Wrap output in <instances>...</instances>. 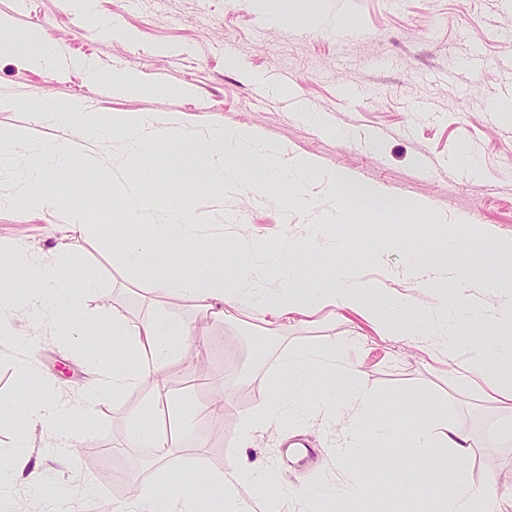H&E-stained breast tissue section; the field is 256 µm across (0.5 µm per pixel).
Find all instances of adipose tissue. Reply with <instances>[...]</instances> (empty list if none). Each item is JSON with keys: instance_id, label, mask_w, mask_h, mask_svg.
Returning <instances> with one entry per match:
<instances>
[{"instance_id": "ef3b65f1", "label": "adipose tissue", "mask_w": 512, "mask_h": 512, "mask_svg": "<svg viewBox=\"0 0 512 512\" xmlns=\"http://www.w3.org/2000/svg\"><path fill=\"white\" fill-rule=\"evenodd\" d=\"M13 54L24 55L32 66L42 69L65 62L58 49L41 40L39 32L16 30L11 17L0 15V55ZM68 118L73 127L82 131L111 127L138 157L151 155L171 133L167 127L147 128L143 119L133 113L108 125L97 113L78 104L69 108ZM202 154L224 158L225 163L209 166L200 174L195 182L199 188L238 183L242 174L240 164L244 161L259 162L264 180L295 186L302 185L317 169L314 158L286 155L282 149L265 144L258 132L246 126L212 127L206 135L190 142L184 156L185 165H194ZM411 207L439 226L449 245L479 237L487 242L493 260L512 263L511 235L499 234L494 227L483 224L449 223L447 215L432 212L422 201L412 202ZM170 208L169 223L157 225L154 234L118 238L110 257L113 267L138 273L160 292L190 298L196 306L219 319L225 317L228 308L240 302L242 282L264 278L273 270L280 278L279 287L253 299L259 311L271 317L273 323L289 322L324 310L332 313L347 310L360 316L382 336H432L439 349L475 345L477 357L467 369L469 383L477 385L488 377H496L497 383L492 387L494 399L512 416V343L484 341L488 321L474 303L476 295L488 291L501 297L494 320L502 329L511 330V276L489 281L478 271L460 272L447 257L418 256L408 272L416 276L418 287L434 292L437 301L428 310L417 312L416 321L411 322L407 319L414 310L410 298L401 297L387 306H378L377 297L384 290L383 283L363 279L350 267L336 266L322 277L309 275L296 256L314 255L327 249V240L320 229L310 228L302 237L282 244L270 266L257 265L250 257L252 251L264 247L258 238L249 239L241 259L228 264L214 240L194 232L195 221L179 199H171ZM181 259L194 261L192 278L186 280L167 274V265ZM8 276L10 300L0 303V323L13 310L24 306L41 307L44 316L52 321L59 314H69L70 327L84 344L87 362L95 371L97 381L69 407L36 388L31 389L24 403L0 406V419L6 417L12 421L18 446L17 453L0 461V483L23 475L28 462L26 437L31 428L39 426L52 431L64 419L88 423L97 397L105 390L118 392L139 385L147 378L158 376L173 355L206 345L207 329L194 321L174 325L149 317L132 323L118 313L108 322L82 317V298L92 288V278L87 275L72 278L60 265L38 256L28 255L20 268L9 270ZM281 368L289 378L288 388L271 390L261 409L241 421L239 447H251L260 429L307 419L313 407L328 408L339 415L348 412L352 418L334 450L337 465L347 464L352 449L369 448L379 452L380 467L389 468L393 465V449L412 448L416 451L419 478L409 482L407 489L410 494L422 496L426 512H506L494 481H487L481 487L470 481L463 465L474 446L469 433L445 422H433L417 412L399 414L385 423L375 421L371 416L372 396L357 367L316 349L288 353ZM320 369L328 377L322 387L317 386L315 379ZM200 416L222 422L223 402L201 403L190 398L166 402V426L137 427L132 443L161 450L181 446L193 421ZM208 482L224 492L217 504L218 512H254L250 503L233 494L241 483L253 486L267 504L265 512H282L283 494L268 468L236 457L222 473L209 476ZM115 512H199V495L194 481L172 478L162 485L138 486L133 503L116 506Z\"/></svg>"}]
</instances>
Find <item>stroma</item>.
<instances>
[{
    "instance_id": "obj_1",
    "label": "stroma",
    "mask_w": 512,
    "mask_h": 512,
    "mask_svg": "<svg viewBox=\"0 0 512 512\" xmlns=\"http://www.w3.org/2000/svg\"><path fill=\"white\" fill-rule=\"evenodd\" d=\"M277 8L278 0H97V13L89 16L72 0H0V14L37 29L43 42L76 61L56 71L19 55L0 56V130L25 127L37 142L74 139L71 125L36 116L39 105L63 109L74 101L108 120L134 112L158 127L174 115L183 121L179 135L142 159L112 134L87 140L97 158L96 181L85 179L78 164L59 162L39 184L57 198L50 211L26 205L17 164L0 165V265L11 266L26 252L60 262L73 277L92 273L96 288L81 308L88 317L118 312L132 321L152 314L187 321L196 315L188 301L157 295L148 282L110 264L112 227L125 201L141 204L140 224L149 231L168 222L171 197L182 195L201 232L222 234L228 260L238 252L243 226L273 249L342 209L347 222L329 228L336 247L306 259L311 273L350 264L383 281L379 303L405 294L422 310L436 298L403 269L416 253L445 245L410 202L512 235V73L499 67L512 60V0H295L297 21L288 27L275 22ZM103 20L129 30L133 40L101 36ZM474 58L484 61L482 70L471 68ZM82 59L134 69L143 85L113 95L107 82L89 83ZM293 99L301 110L289 111ZM237 124L254 127L288 153L315 158L319 171L301 188L273 184L254 193L249 185L260 173L247 165L240 184L184 193L189 174L179 161L187 142L209 127ZM427 156L435 165L425 171L420 161ZM336 169L384 188L400 208L377 209L330 185ZM298 191L310 207L293 203ZM62 236L69 247L61 256L54 246ZM392 238L400 249H384ZM304 347L342 350L359 362L376 418L390 420L416 403L423 414L471 433L478 443L468 462L473 483L493 476L501 490H512V418L451 368L470 361V346L433 360L406 339L380 338L347 311L274 327L244 303L210 325L206 348L175 357L164 374L172 397L223 398V424L200 419L165 464H157L155 449L128 442L134 425L163 419L147 380L103 395L88 433L32 429L29 467L39 478L17 477L0 493L15 500L18 512H113L133 495L126 475L148 482L164 470L223 471L238 452L242 418L262 406L271 386L287 387L280 358ZM17 357L32 362L65 405L92 380L83 346L48 329L37 309L16 312L10 335L0 337V401L6 403L29 392L15 369ZM343 428L341 418L318 410L306 425L256 434L248 459L280 472L286 512H331L334 499L365 480L375 461L371 451L360 452L349 471L332 459Z\"/></svg>"
}]
</instances>
